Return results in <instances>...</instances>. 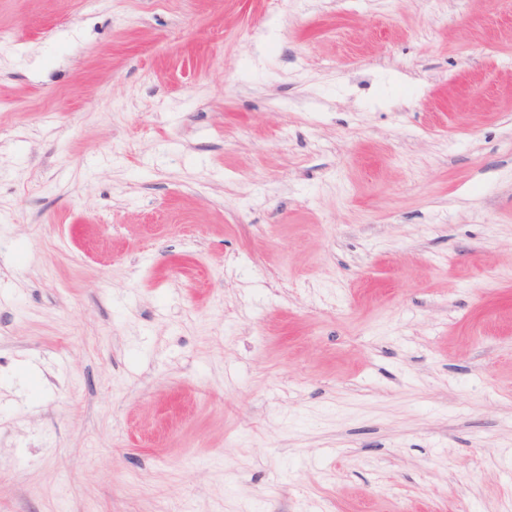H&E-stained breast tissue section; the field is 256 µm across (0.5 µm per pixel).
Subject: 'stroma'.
Masks as SVG:
<instances>
[{
  "label": "stroma",
  "mask_w": 512,
  "mask_h": 512,
  "mask_svg": "<svg viewBox=\"0 0 512 512\" xmlns=\"http://www.w3.org/2000/svg\"><path fill=\"white\" fill-rule=\"evenodd\" d=\"M0 512H512V0H0Z\"/></svg>",
  "instance_id": "obj_1"
}]
</instances>
